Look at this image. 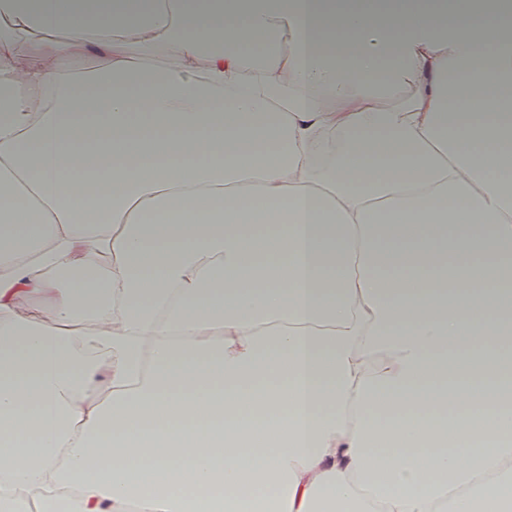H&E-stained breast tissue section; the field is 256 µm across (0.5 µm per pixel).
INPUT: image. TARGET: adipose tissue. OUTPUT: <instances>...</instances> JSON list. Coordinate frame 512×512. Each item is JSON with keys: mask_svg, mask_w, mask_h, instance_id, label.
Returning <instances> with one entry per match:
<instances>
[{"mask_svg": "<svg viewBox=\"0 0 512 512\" xmlns=\"http://www.w3.org/2000/svg\"><path fill=\"white\" fill-rule=\"evenodd\" d=\"M0 512H512V5L0 0Z\"/></svg>", "mask_w": 512, "mask_h": 512, "instance_id": "adipose-tissue-1", "label": "adipose tissue"}]
</instances>
